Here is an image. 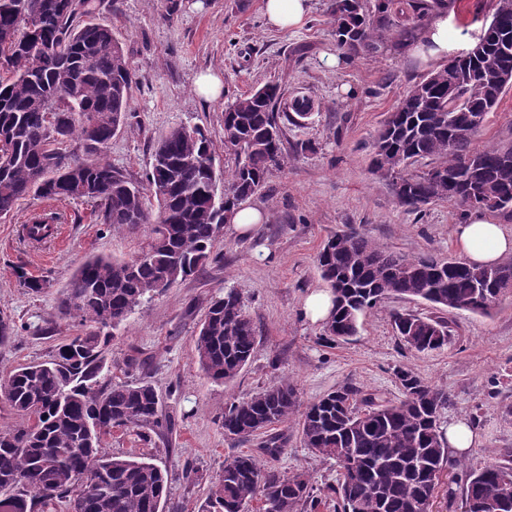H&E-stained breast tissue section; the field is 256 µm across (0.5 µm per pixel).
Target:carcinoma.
Instances as JSON below:
<instances>
[{"mask_svg": "<svg viewBox=\"0 0 512 512\" xmlns=\"http://www.w3.org/2000/svg\"><path fill=\"white\" fill-rule=\"evenodd\" d=\"M452 7L453 0H332L333 33L349 59L373 55L387 41L400 52L435 11ZM97 11L96 0H0V219L32 195L93 200L103 224L151 225L130 258H90L64 289L61 311L82 330L51 360L0 380V395L20 419L0 428V512H53L63 501L71 512H162L169 471L144 455H112L101 440L126 427L150 441L175 423L162 415L152 385L98 384L103 347L159 284L171 286L205 266L239 201L260 192L281 166L282 125H301L315 111L306 96L287 109L280 85L260 87L224 109V149L234 155L224 195L217 193L210 140L183 125L157 142L146 183L139 184L106 160L129 110L132 73ZM506 72H512V0H498L473 50L448 58L411 86L378 130L373 171L391 180L406 211L448 201L512 221V145L473 147L480 131L473 118L495 111L505 92L496 78ZM425 159L434 165L408 172ZM316 262L335 296L334 315L324 325L327 342L356 335L360 317L392 296L487 315L483 293L512 282V261L478 266L460 257L407 258L354 228L329 238ZM392 321L411 351L451 343L444 320L395 312ZM258 344L240 296L228 290L209 304L195 360L214 381H230ZM395 376L396 401L343 387L304 408L295 386L282 380L227 404L224 437L261 435L260 453L276 457L286 439L274 426L298 418L305 447L339 468L337 484L329 487L336 512H421L442 469L462 483L471 512H483L480 505L489 500L512 512V462L459 471L461 462L438 430L448 394L403 367ZM255 502L258 512H317L323 499L308 472L280 474L240 453L224 459L200 512H248Z\"/></svg>", "mask_w": 512, "mask_h": 512, "instance_id": "cac0c4a2", "label": "carcinoma"}]
</instances>
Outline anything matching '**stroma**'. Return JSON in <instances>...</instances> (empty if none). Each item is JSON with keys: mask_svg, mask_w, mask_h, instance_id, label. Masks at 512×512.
<instances>
[{"mask_svg": "<svg viewBox=\"0 0 512 512\" xmlns=\"http://www.w3.org/2000/svg\"><path fill=\"white\" fill-rule=\"evenodd\" d=\"M495 2L456 0L448 17L449 52L471 46L472 16L490 19ZM262 3L101 0L99 18L111 27L134 74L127 119L107 159L135 181L150 170L158 140L181 124L204 130L221 167L231 168L234 158L224 152V108L265 83H279L285 95L307 96L319 107L312 123L285 126L284 162L250 199L264 211V223L244 235L224 226L214 248L217 261L144 301L106 348L100 385H153L162 412L172 415L176 426L148 443L135 431L116 428L104 437V448L190 466V479L172 481L163 512H199L225 458L257 450L256 441L225 438L221 417L227 403L284 379L294 383L304 403L347 386L395 400L401 396L395 370L405 366L447 393L450 404L441 425L461 417L475 425L478 440L463 457L468 467L512 459V294L487 316L390 297L361 317L355 336L335 343L322 341V326L301 312L303 296L325 286L316 253L347 228L410 258L456 255L453 229L461 221L460 206L437 202L419 213L406 212L388 179L370 170L371 143L386 115L415 82L438 69V62L383 49L344 60L340 69L327 68L323 55L337 50L331 0H312L306 23L288 31L267 25ZM208 71L224 82L214 101L196 89L197 78ZM301 142L309 143V150L297 151ZM510 143L512 88L473 141L478 148ZM43 214L54 216L53 234L31 241L24 227ZM149 232L146 224L131 231L97 223L94 203L84 199L19 200L10 217L0 220V310L18 326L13 341L0 345V377L51 359L76 334V322L60 314L58 305L85 260L127 258ZM21 270L45 279L46 288L39 293L24 288L17 276ZM227 288L239 293L259 347L236 378L216 383L196 364L194 339L211 299ZM396 310L447 320L451 345L428 354L407 350L392 327ZM276 430L288 444L281 455L263 457L265 468L288 475L310 472L323 492L335 484V461L304 447L296 421Z\"/></svg>", "mask_w": 512, "mask_h": 512, "instance_id": "obj_1", "label": "stroma"}]
</instances>
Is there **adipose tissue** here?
<instances>
[{
    "instance_id": "adipose-tissue-1",
    "label": "adipose tissue",
    "mask_w": 512,
    "mask_h": 512,
    "mask_svg": "<svg viewBox=\"0 0 512 512\" xmlns=\"http://www.w3.org/2000/svg\"><path fill=\"white\" fill-rule=\"evenodd\" d=\"M266 22L286 30L301 27L311 10V0H264ZM415 53L441 61L448 58V15L438 12L422 28L413 44ZM455 240L465 259L476 265H495L512 256V232L487 214L475 212L455 228Z\"/></svg>"
}]
</instances>
